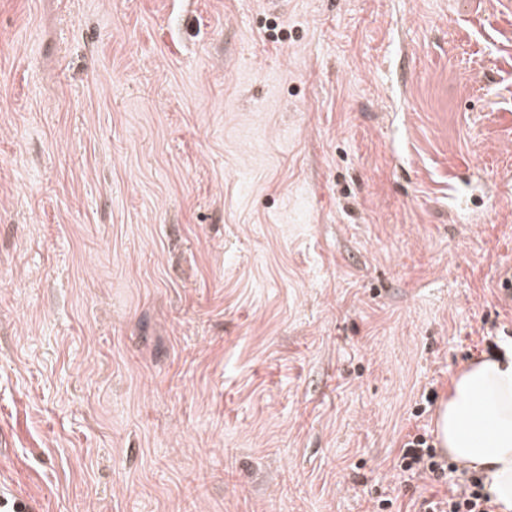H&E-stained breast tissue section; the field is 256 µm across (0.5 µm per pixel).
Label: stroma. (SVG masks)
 <instances>
[{"mask_svg": "<svg viewBox=\"0 0 512 512\" xmlns=\"http://www.w3.org/2000/svg\"><path fill=\"white\" fill-rule=\"evenodd\" d=\"M510 172L504 0H0V498L418 512Z\"/></svg>", "mask_w": 512, "mask_h": 512, "instance_id": "obj_1", "label": "stroma"}]
</instances>
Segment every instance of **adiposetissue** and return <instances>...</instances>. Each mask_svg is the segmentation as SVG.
I'll list each match as a JSON object with an SVG mask.
<instances>
[{
  "label": "adipose tissue",
  "instance_id": "1",
  "mask_svg": "<svg viewBox=\"0 0 512 512\" xmlns=\"http://www.w3.org/2000/svg\"><path fill=\"white\" fill-rule=\"evenodd\" d=\"M437 440L452 462L483 476L499 512H512V348L481 354L452 378Z\"/></svg>",
  "mask_w": 512,
  "mask_h": 512
}]
</instances>
